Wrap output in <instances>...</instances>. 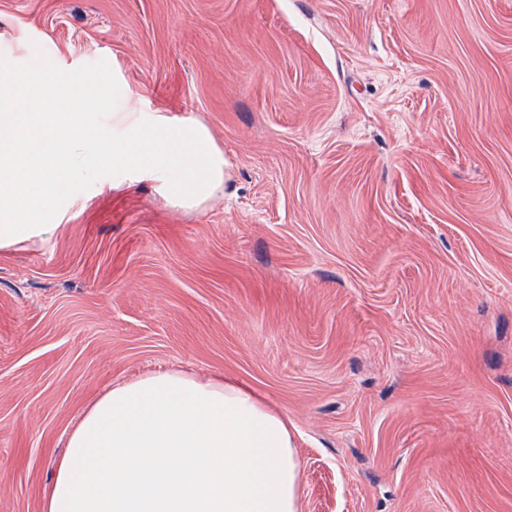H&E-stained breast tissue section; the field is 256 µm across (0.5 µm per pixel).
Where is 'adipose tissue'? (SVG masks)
<instances>
[{
  "label": "adipose tissue",
  "mask_w": 512,
  "mask_h": 512,
  "mask_svg": "<svg viewBox=\"0 0 512 512\" xmlns=\"http://www.w3.org/2000/svg\"><path fill=\"white\" fill-rule=\"evenodd\" d=\"M110 72L61 75L0 51V251L43 240L79 202L68 186L148 182L178 210L221 195L229 162L190 116L145 112ZM111 122V138L99 130ZM287 416L233 377L163 371L113 386L69 436L44 512H301Z\"/></svg>",
  "instance_id": "obj_1"
}]
</instances>
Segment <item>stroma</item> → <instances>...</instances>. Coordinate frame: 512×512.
I'll use <instances>...</instances> for the list:
<instances>
[{"mask_svg":"<svg viewBox=\"0 0 512 512\" xmlns=\"http://www.w3.org/2000/svg\"><path fill=\"white\" fill-rule=\"evenodd\" d=\"M197 118L206 208L147 182L0 252V512H43L112 385L249 383L301 512H512V0H0V47Z\"/></svg>","mask_w":512,"mask_h":512,"instance_id":"1","label":"stroma"}]
</instances>
